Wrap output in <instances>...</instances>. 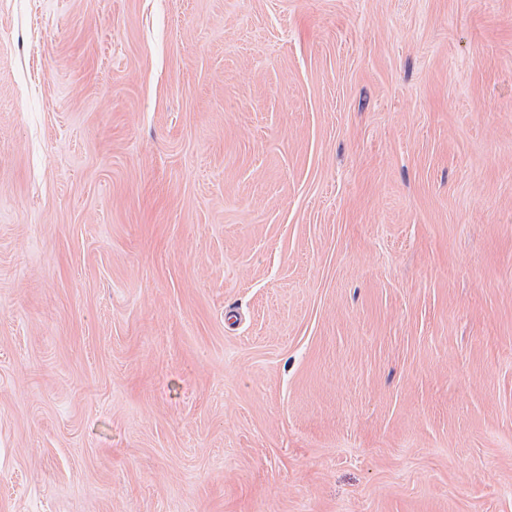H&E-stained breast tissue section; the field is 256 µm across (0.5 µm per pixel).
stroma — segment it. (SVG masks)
Returning a JSON list of instances; mask_svg holds the SVG:
<instances>
[{
    "label": "stroma",
    "instance_id": "obj_1",
    "mask_svg": "<svg viewBox=\"0 0 512 512\" xmlns=\"http://www.w3.org/2000/svg\"><path fill=\"white\" fill-rule=\"evenodd\" d=\"M0 512H512V0H0Z\"/></svg>",
    "mask_w": 512,
    "mask_h": 512
}]
</instances>
